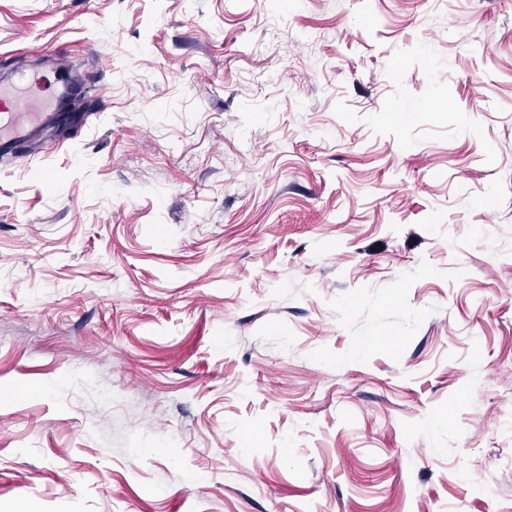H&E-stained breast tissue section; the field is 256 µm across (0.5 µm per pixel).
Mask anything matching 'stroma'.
<instances>
[{
	"instance_id": "35a3bbf8",
	"label": "stroma",
	"mask_w": 512,
	"mask_h": 512,
	"mask_svg": "<svg viewBox=\"0 0 512 512\" xmlns=\"http://www.w3.org/2000/svg\"><path fill=\"white\" fill-rule=\"evenodd\" d=\"M22 61L94 118L0 170L1 507L512 512V0H0Z\"/></svg>"
}]
</instances>
